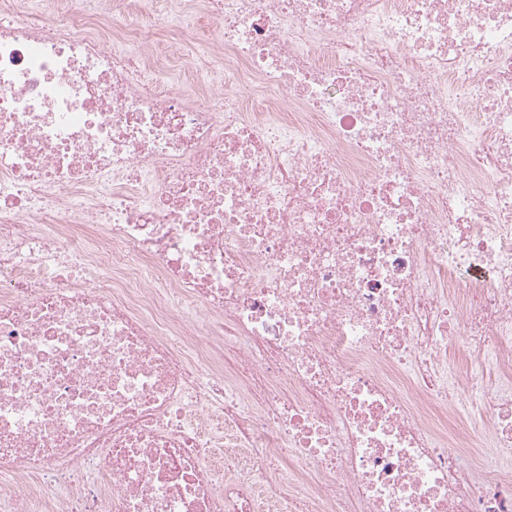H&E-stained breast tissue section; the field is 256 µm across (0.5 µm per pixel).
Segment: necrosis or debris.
Listing matches in <instances>:
<instances>
[{
	"instance_id": "1",
	"label": "necrosis or debris",
	"mask_w": 512,
	"mask_h": 512,
	"mask_svg": "<svg viewBox=\"0 0 512 512\" xmlns=\"http://www.w3.org/2000/svg\"><path fill=\"white\" fill-rule=\"evenodd\" d=\"M0 512H512V0H0ZM211 33V25L204 21L192 28L183 29L178 34L161 36L158 48L169 56L171 62L155 71L158 83L192 82L196 74L190 66V61L210 41Z\"/></svg>"
}]
</instances>
